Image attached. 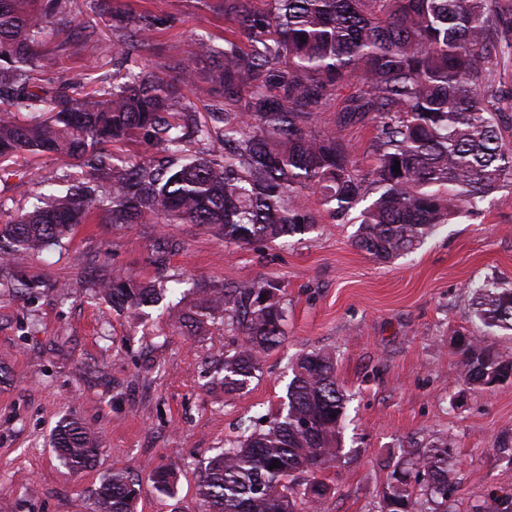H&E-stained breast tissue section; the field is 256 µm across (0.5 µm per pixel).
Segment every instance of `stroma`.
Masks as SVG:
<instances>
[{
  "label": "stroma",
  "mask_w": 512,
  "mask_h": 512,
  "mask_svg": "<svg viewBox=\"0 0 512 512\" xmlns=\"http://www.w3.org/2000/svg\"><path fill=\"white\" fill-rule=\"evenodd\" d=\"M219 0H112L176 23L158 29L134 59L165 70L184 40L221 41L230 24ZM40 52L43 78L62 84L80 74L112 72V49L82 52L73 30H48ZM67 166L53 156L17 160L0 176V213L27 207L39 180ZM317 223L308 233L238 246L195 224H82L69 243L28 273L68 285L31 294L0 291V512H92L102 480L122 469L139 479L137 512H199L197 484L208 461L277 413L296 358L332 352L346 391L341 459L327 470L325 512H379L400 449L447 444L457 491L453 512H476L494 491L512 492V378L467 382L458 349L463 333L512 360V333L482 327L473 316L475 288L512 283V186L455 223L437 226L415 252L383 262L356 247L355 217L335 221L310 200ZM182 247L166 265L165 300L138 316L117 315L80 288L100 265L152 280L161 235ZM239 281L280 284L286 340L261 358L248 387H212L219 355L242 341L222 321L190 334L169 317L193 289ZM80 419L101 451L71 475L53 451L58 422ZM179 467L175 494L158 495L149 478Z\"/></svg>",
  "instance_id": "35a3bbf8"
}]
</instances>
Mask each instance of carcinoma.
I'll return each mask as SVG.
<instances>
[{"label":"carcinoma","instance_id":"obj_1","mask_svg":"<svg viewBox=\"0 0 512 512\" xmlns=\"http://www.w3.org/2000/svg\"><path fill=\"white\" fill-rule=\"evenodd\" d=\"M220 0L232 23L224 45L183 43L170 68L180 86L134 64L173 17L131 8L112 13V85L87 89L73 79L58 88L37 77L39 37L49 25L72 22L70 0H0V164L19 155L73 159L85 181L49 189L31 207L0 224V285L25 291L56 287L27 278L26 264L58 247L91 217L114 227L198 224L227 243L274 242L317 223L307 203L317 197L342 220L360 211L355 245L378 260L405 256L440 224H450L503 187L512 186V149L501 117L512 89L497 67L512 60V0ZM81 49L103 53L95 30ZM210 61L203 76L200 60ZM220 124L224 151L189 156L213 138L197 105ZM338 112L321 130V112ZM23 112L47 114L22 120ZM375 127L374 165L351 159L343 132ZM134 141L151 156L129 162L112 151ZM400 172H394L395 161ZM177 243L159 240L152 264L163 270ZM119 313L159 302L164 289L120 271L85 281ZM276 282L200 288L177 323L222 319L243 335L224 352L213 384L244 390L266 352L284 341L286 310ZM474 317L512 332V284L476 288ZM467 380L492 385L512 377V362L478 342L461 344ZM346 398L331 353L299 359L287 407L265 419L239 445L204 468L200 512H308L329 491L322 475L339 460ZM53 447L73 472L98 454L95 439L66 417ZM445 445L403 450L382 491L381 512H450L456 488ZM153 489L174 495L170 464L154 471ZM138 483L117 471L101 484L95 512H136ZM490 512H512V493L490 494Z\"/></svg>","mask_w":512,"mask_h":512}]
</instances>
